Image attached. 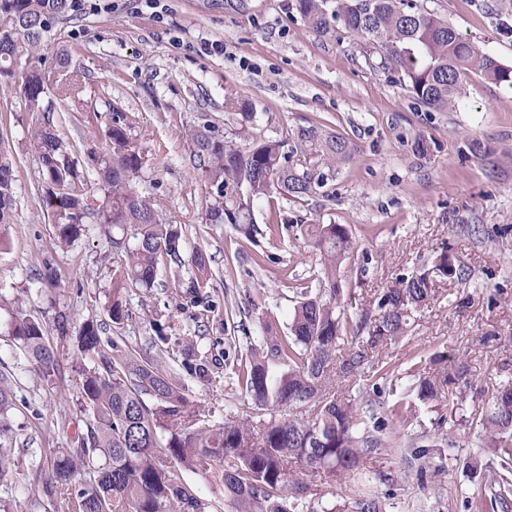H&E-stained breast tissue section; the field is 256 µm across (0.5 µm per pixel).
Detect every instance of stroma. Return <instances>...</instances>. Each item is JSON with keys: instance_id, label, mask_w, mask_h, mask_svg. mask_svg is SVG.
I'll return each mask as SVG.
<instances>
[{"instance_id": "35a3bbf8", "label": "stroma", "mask_w": 512, "mask_h": 512, "mask_svg": "<svg viewBox=\"0 0 512 512\" xmlns=\"http://www.w3.org/2000/svg\"><path fill=\"white\" fill-rule=\"evenodd\" d=\"M294 0H76L48 35L47 56L68 53V71L82 83L78 98L56 106L54 121L74 154L108 151L112 110L125 114L130 140L149 163L133 179L159 218L181 225L188 249H201L218 307L208 313L184 304L176 275L160 269L151 290H131L129 316L109 322L112 275L121 255L98 229L67 247L41 202V166L28 146L33 120L22 95L0 96V135L16 159V221L0 247V295L20 298L57 351L54 371L37 369L11 343L0 313V377L12 386L0 447L10 470L0 503L10 512H68L45 481L56 449L79 447L92 414L80 403L81 364L75 335L85 320L103 324V343L158 362L209 423L253 414L237 385L248 346L261 326L286 328L297 301L320 269L308 244L311 224H343L358 250L344 263V306L366 307L396 274L448 250L471 272L468 288L441 286L417 315L411 336L381 350L389 369L385 404L404 397L412 372L435 354L463 366L459 382L417 416L390 420L388 448L365 461L361 478L307 474L324 503L372 490L387 512H468L477 482L468 465L487 463L479 419L500 385L512 384V88L466 80L469 98L458 110L426 109L398 74L380 68L351 42L316 35L293 9ZM499 0H417L477 48L512 66V7ZM223 53H203V42ZM247 101L252 119L226 109L227 93ZM208 125L239 147L251 141L295 144L300 128L316 125L347 137L350 162L330 178L326 194L292 198L271 193L255 202L253 235L203 220L208 188L193 168L189 129ZM425 153L414 150L416 140ZM461 221L446 223L448 211ZM52 272L55 287L41 284ZM159 319L162 334L150 321ZM208 355L206 377L190 367ZM452 439L435 435L437 425ZM430 445L438 475H420L412 444Z\"/></svg>"}]
</instances>
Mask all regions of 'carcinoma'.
I'll return each instance as SVG.
<instances>
[{
	"label": "carcinoma",
	"instance_id": "obj_1",
	"mask_svg": "<svg viewBox=\"0 0 512 512\" xmlns=\"http://www.w3.org/2000/svg\"><path fill=\"white\" fill-rule=\"evenodd\" d=\"M74 0H0V94L23 95L26 111L37 114L29 146L41 164L43 208L64 244L89 227L107 237L124 266L112 276L107 314L122 324L128 290L154 286L159 265L198 273L177 276L186 304L212 311L201 251L183 255L179 224H163L153 204L135 190L133 178L146 165L128 136L124 114L110 108L105 138L111 153L77 159L59 138L50 90L64 103L78 96L81 83L62 78L66 54L57 69L43 67L44 47L53 23L68 14ZM295 9L320 37L336 43L348 35L381 66L401 75L407 93L438 112L465 100L471 74L512 87V67L465 41L445 19L423 12L413 0H295ZM194 163L208 185L207 224L229 223L246 235L254 231L253 202L276 191L302 198L324 188L336 168L349 161L353 144L316 126L303 127L297 147L259 141L233 147L209 130H188ZM298 159H293V156ZM16 170L0 141V245L13 223ZM244 186L247 198L224 201L228 186ZM310 246L320 255L315 287L303 288L288 320V331L262 326L259 344L249 349L238 374L242 393L260 410L278 416L224 419L209 425L182 389L158 364L131 352L102 350L101 324L81 325L77 349L83 359L80 394L93 416L78 448L59 449L46 477V490L65 496L79 512H213V504L181 479L183 469L204 473L224 488L228 512H386L384 497L367 493L353 502L328 506L295 469H324L331 476L356 475L368 457L386 445L385 424L375 419L374 382L358 395L336 386V377L355 378L375 353L411 332L416 313L437 299L438 283L461 285L470 273L443 250L423 271L398 274L375 294L368 308L351 315L341 309V268L355 249L343 224L308 225ZM8 333L41 370L49 372L57 353L41 324L14 309ZM434 368L415 376L409 394L427 406L461 378L460 367L437 356ZM484 450L507 469L512 465V385L496 390L482 414ZM493 500L507 504L512 481L502 475L491 486Z\"/></svg>",
	"mask_w": 512,
	"mask_h": 512
}]
</instances>
